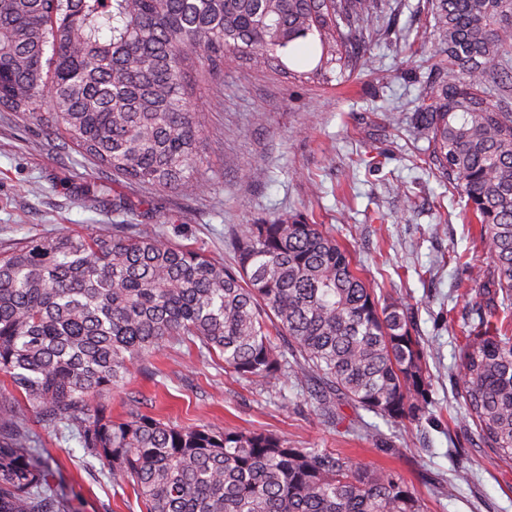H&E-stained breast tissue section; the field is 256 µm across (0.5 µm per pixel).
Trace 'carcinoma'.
Masks as SVG:
<instances>
[{"instance_id": "cac0c4a2", "label": "carcinoma", "mask_w": 512, "mask_h": 512, "mask_svg": "<svg viewBox=\"0 0 512 512\" xmlns=\"http://www.w3.org/2000/svg\"><path fill=\"white\" fill-rule=\"evenodd\" d=\"M379 0H0V107L35 116L129 184L190 180L203 126L193 58L231 53L293 79L361 62L350 30ZM442 57L411 133L480 226L495 293L512 300V0H427L421 34ZM314 50L305 70L296 49ZM232 266L144 230L34 239L0 254V512H71L35 426L63 427L145 512H426L400 477L273 433L183 427L109 395L163 344L189 343L262 386L286 372L394 421L426 402L408 305L384 304L320 224L281 217L232 232ZM286 336L299 361L275 343ZM460 382L479 435L512 463V335L479 322Z\"/></svg>"}]
</instances>
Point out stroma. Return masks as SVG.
I'll return each instance as SVG.
<instances>
[{"label":"stroma","instance_id":"obj_1","mask_svg":"<svg viewBox=\"0 0 512 512\" xmlns=\"http://www.w3.org/2000/svg\"><path fill=\"white\" fill-rule=\"evenodd\" d=\"M385 34L352 35L368 69L348 80L300 82L225 56L194 85L204 124L200 193L129 186L85 160L30 115L0 109V251L65 234L108 237L136 224L165 242L232 265L229 228L301 216L346 245L378 299H404L430 377L419 423L390 422L336 400L327 421L303 377L258 388L229 378L219 357L167 343L111 395L129 410L180 426L274 431L295 448H318L404 479L428 512H512V464L484 448L465 419L460 351L488 309L489 261L460 201L420 166L409 125L420 82L437 68L417 46L425 0H384ZM474 258L457 265L454 254ZM54 482L72 512H141L99 461L56 427H38Z\"/></svg>","mask_w":512,"mask_h":512}]
</instances>
